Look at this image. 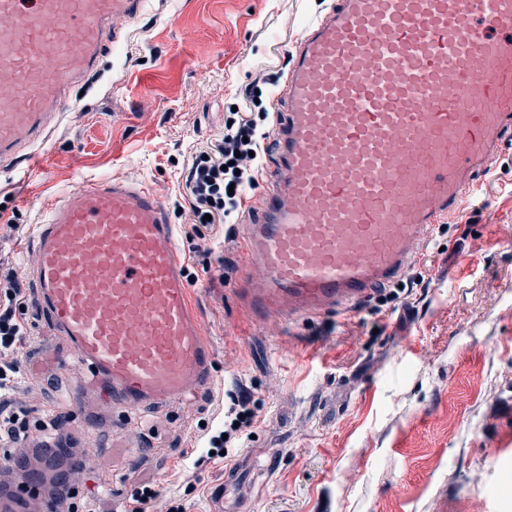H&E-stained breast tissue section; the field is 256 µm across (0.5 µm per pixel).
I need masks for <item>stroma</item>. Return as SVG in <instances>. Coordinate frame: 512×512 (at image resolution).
<instances>
[{
    "label": "stroma",
    "instance_id": "1",
    "mask_svg": "<svg viewBox=\"0 0 512 512\" xmlns=\"http://www.w3.org/2000/svg\"><path fill=\"white\" fill-rule=\"evenodd\" d=\"M331 2L150 0L37 143L45 171L0 172V276L34 268L31 230L51 199L87 180L148 184L177 227L213 347L207 396L122 419L109 403H76L84 370L63 364L65 344L26 312L18 357L53 384L11 409L64 415L65 443L89 459L79 510L108 496L127 512L148 483V512H512L496 494L512 484V146L410 263L406 280L424 287L382 304L255 326L234 291L243 277L264 285L240 264L247 212L211 254L191 250L179 194L190 150L236 110L271 126L303 25ZM242 390L256 408L251 436L210 456ZM136 443L140 462L127 453Z\"/></svg>",
    "mask_w": 512,
    "mask_h": 512
}]
</instances>
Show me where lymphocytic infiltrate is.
Instances as JSON below:
<instances>
[{"mask_svg":"<svg viewBox=\"0 0 512 512\" xmlns=\"http://www.w3.org/2000/svg\"><path fill=\"white\" fill-rule=\"evenodd\" d=\"M268 134L259 130L247 115L230 120L222 135L192 153L182 179V196L189 203L192 235L205 239L215 227L226 223L242 207L245 189L255 188L267 150ZM17 272L0 281V397L13 395L22 384L41 388V381L26 382L15 356L25 341L23 308L27 306ZM246 395L233 397L227 410L230 420L223 434L210 436L212 451H223L225 443H241L253 425L256 414Z\"/></svg>","mask_w":512,"mask_h":512,"instance_id":"f902f5d3","label":"lymphocytic infiltrate"}]
</instances>
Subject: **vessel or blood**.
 <instances>
[{
  "instance_id": "vessel-or-blood-1",
  "label": "vessel or blood",
  "mask_w": 512,
  "mask_h": 512,
  "mask_svg": "<svg viewBox=\"0 0 512 512\" xmlns=\"http://www.w3.org/2000/svg\"><path fill=\"white\" fill-rule=\"evenodd\" d=\"M148 0H0V167L12 169ZM276 101L274 163L237 290L254 321L342 313L398 280L512 146V0H335L310 18ZM31 303L122 412L206 390L214 357L176 228L149 186L52 201Z\"/></svg>"
}]
</instances>
